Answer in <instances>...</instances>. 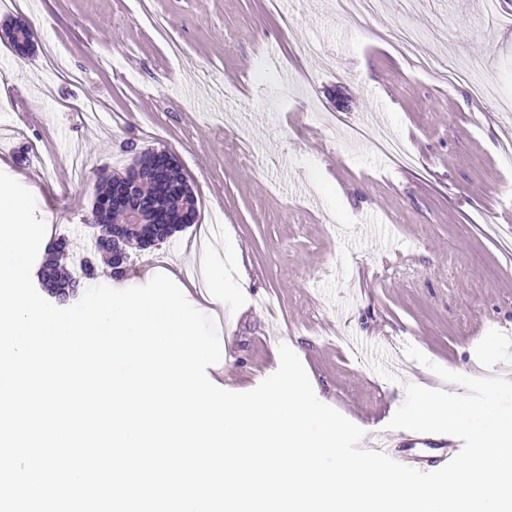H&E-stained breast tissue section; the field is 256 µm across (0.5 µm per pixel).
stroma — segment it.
Wrapping results in <instances>:
<instances>
[{"label":"stroma","instance_id":"1","mask_svg":"<svg viewBox=\"0 0 512 512\" xmlns=\"http://www.w3.org/2000/svg\"><path fill=\"white\" fill-rule=\"evenodd\" d=\"M25 0L28 57L0 41V172L28 188L75 255L101 169L155 148L178 161L197 224L134 251L113 288L171 267L222 295L216 386L255 388L290 336L317 398L373 434L404 380L461 393L411 360L414 345L468 376L512 371V252L481 231L512 213V0H383L365 17L333 0ZM419 32L424 73L384 35ZM276 51L282 70L266 67ZM57 67L43 68L46 56ZM309 94L283 96L284 74ZM492 84L496 100L474 97ZM23 92L25 106L15 105ZM104 102L95 120L72 112ZM412 154L392 164L372 140ZM82 169H74L73 159Z\"/></svg>","mask_w":512,"mask_h":512}]
</instances>
